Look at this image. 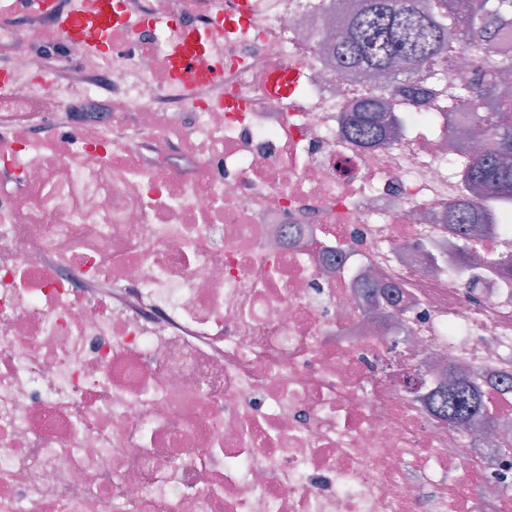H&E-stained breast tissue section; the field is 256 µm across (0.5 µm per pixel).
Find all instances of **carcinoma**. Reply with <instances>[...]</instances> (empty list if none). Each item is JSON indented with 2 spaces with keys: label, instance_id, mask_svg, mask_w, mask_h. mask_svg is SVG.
Instances as JSON below:
<instances>
[{
  "label": "carcinoma",
  "instance_id": "cac0c4a2",
  "mask_svg": "<svg viewBox=\"0 0 512 512\" xmlns=\"http://www.w3.org/2000/svg\"><path fill=\"white\" fill-rule=\"evenodd\" d=\"M512 28V0H364L361 9L346 17L336 36V59L381 79L378 93L350 109L343 119L346 131L371 145L388 139L391 130L390 87L418 83L401 63L426 65L433 72L447 43H478L490 53L502 51L495 31ZM512 71H492L477 86L462 80L448 88V115L466 111L470 121L452 128L456 138H479L490 148L461 157L466 186L489 201L512 202V99L502 88ZM454 231L466 237L479 224H490L492 211L466 202H452ZM436 417L463 429L487 410V402L462 380L452 381L435 398Z\"/></svg>",
  "mask_w": 512,
  "mask_h": 512
}]
</instances>
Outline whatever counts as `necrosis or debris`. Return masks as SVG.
<instances>
[{
  "label": "necrosis or debris",
  "instance_id": "obj_1",
  "mask_svg": "<svg viewBox=\"0 0 512 512\" xmlns=\"http://www.w3.org/2000/svg\"><path fill=\"white\" fill-rule=\"evenodd\" d=\"M138 4L112 51L65 42L53 83L42 57L7 64L0 512H512V204L453 234L449 160L479 146L449 151L434 118L481 48L366 147L339 118L378 85L330 56L362 0H265L233 40L226 0ZM191 26L224 58L215 92L173 76ZM404 374L496 407L448 428Z\"/></svg>",
  "mask_w": 512,
  "mask_h": 512
}]
</instances>
